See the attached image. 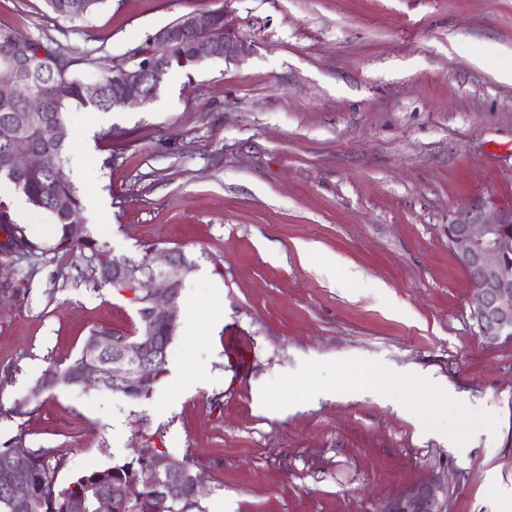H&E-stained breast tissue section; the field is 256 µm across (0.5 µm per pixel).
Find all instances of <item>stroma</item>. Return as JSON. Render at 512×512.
<instances>
[{
  "label": "stroma",
  "mask_w": 512,
  "mask_h": 512,
  "mask_svg": "<svg viewBox=\"0 0 512 512\" xmlns=\"http://www.w3.org/2000/svg\"><path fill=\"white\" fill-rule=\"evenodd\" d=\"M219 8L233 51L172 70L148 105L71 112L67 150L80 196L108 202L84 217L111 255L195 259L182 291L221 323L177 334L167 364L198 351L199 386L32 396L90 330L131 332L138 303L95 287L30 207L12 219L42 252L6 250L0 231V406L31 403L0 416V445L54 449L64 480L163 448L201 477L203 512H379L429 481L448 512H500L512 341L478 335L448 226L512 214V0H108L75 22L0 0V28L111 62ZM423 373L456 394L446 434L417 410ZM382 374L388 400L358 393ZM317 383L336 397L307 405Z\"/></svg>",
  "instance_id": "35a3bbf8"
}]
</instances>
